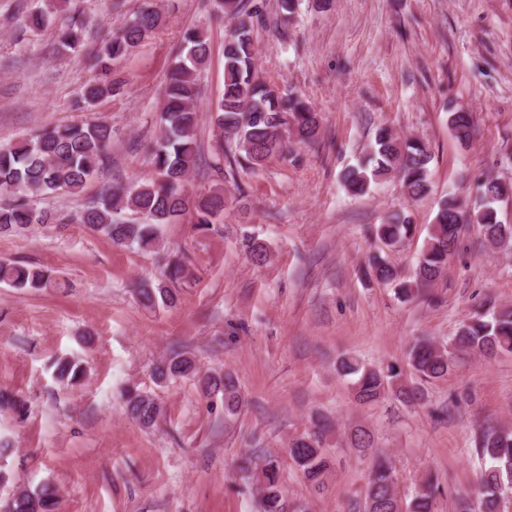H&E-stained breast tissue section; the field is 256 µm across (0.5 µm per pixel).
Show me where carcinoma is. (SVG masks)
Segmentation results:
<instances>
[{"mask_svg":"<svg viewBox=\"0 0 512 512\" xmlns=\"http://www.w3.org/2000/svg\"><path fill=\"white\" fill-rule=\"evenodd\" d=\"M70 0H42V6L28 15L27 28L37 30L59 21L58 50L78 57L84 53V36L89 22L76 10L63 5ZM219 10H228L236 18L235 26L224 41V88L215 105L214 125L223 143L212 161L217 177H234L233 167L251 172L266 168L273 158L288 160L293 146L316 143L321 133V116L299 95L290 90L276 92L258 80L255 68L254 28L264 26L261 16L246 9L242 0H216ZM163 20L154 8H144L120 28L102 39L90 57L96 77L86 84L76 106L82 110L98 101L120 94L123 81L114 66L141 46ZM210 56L208 37L193 28L186 31L181 51L172 61L164 86L160 111V140L151 149V178L133 186H116L86 205L74 220L90 231L102 234L118 247L155 248L161 227L188 215L195 229L206 234L215 229L224 213L227 198L224 188L211 189L191 197L185 183L195 165L198 151L199 113L195 107L200 89L196 74ZM448 129L461 145L473 140L475 115L464 109L448 113ZM112 145V125L105 120L46 127L13 147H0V234L46 229L56 222L55 212L39 209L38 199L49 195L81 192L86 183L108 161ZM429 145L411 137H401L383 126L375 134L366 159L348 167L341 175L346 192L353 197L367 195L372 185L393 177L405 194L417 201L430 192ZM512 198V183L486 179L479 185L473 204L454 196L444 199L430 225L413 281L401 280L395 265L382 257L373 258L370 273L382 284L391 285L398 298L408 301L419 288L441 279L448 259L461 236L471 227L478 229L489 246L512 243V224L500 216L499 204ZM416 226L409 216L391 214L376 226L374 235L386 247L395 248L412 237ZM250 259L262 264L268 249L251 237L243 241ZM194 272L179 257L167 260L162 277L142 280L135 288L141 306L149 310L173 307L178 295L171 285L192 280ZM0 283L18 290L56 288L53 274L39 267L0 260ZM512 352V310L488 307L473 312L446 342L418 339L408 354L410 373L389 365L385 369L367 367L355 356L336 362V370L353 377L352 388L361 404L393 397L407 405L419 404L423 384L444 378L454 367L459 353L492 358ZM198 374L193 359L175 353L161 362L155 379L166 383ZM86 368L72 359H62L56 368L60 385L72 386L83 379ZM209 396L221 395L224 415L238 414L241 391L232 374L202 377ZM126 415L142 428L150 430L163 417L154 395L138 389L126 391ZM328 427L316 422L288 443V456L304 481L315 491L325 489L333 469L325 450ZM349 443L362 456L373 457L364 493L363 512H434L436 485L425 480L409 498L397 492L391 462L373 453L374 435L363 426H355ZM480 455L489 460L479 487V512H499L501 499L512 491V428L488 427L478 434ZM241 477L255 485L260 512H300L302 506H290L282 481L278 458L259 448L244 452L238 460ZM57 490L45 483L34 491L21 489L8 498L4 512H56Z\"/></svg>","mask_w":512,"mask_h":512,"instance_id":"carcinoma-1","label":"carcinoma"}]
</instances>
